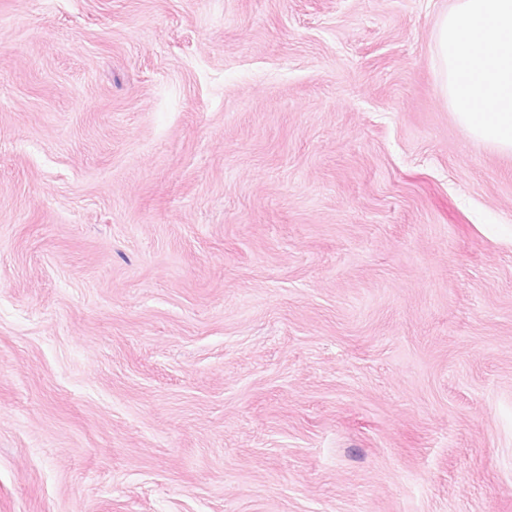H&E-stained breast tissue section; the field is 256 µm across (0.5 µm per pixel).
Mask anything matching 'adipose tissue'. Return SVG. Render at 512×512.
<instances>
[{"instance_id": "ef3b65f1", "label": "adipose tissue", "mask_w": 512, "mask_h": 512, "mask_svg": "<svg viewBox=\"0 0 512 512\" xmlns=\"http://www.w3.org/2000/svg\"><path fill=\"white\" fill-rule=\"evenodd\" d=\"M440 88L459 124L512 153V0H454L436 21Z\"/></svg>"}]
</instances>
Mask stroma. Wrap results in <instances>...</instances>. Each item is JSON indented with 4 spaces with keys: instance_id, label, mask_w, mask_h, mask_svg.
Returning <instances> with one entry per match:
<instances>
[{
    "instance_id": "1",
    "label": "stroma",
    "mask_w": 512,
    "mask_h": 512,
    "mask_svg": "<svg viewBox=\"0 0 512 512\" xmlns=\"http://www.w3.org/2000/svg\"><path fill=\"white\" fill-rule=\"evenodd\" d=\"M452 3L0 0V512H512Z\"/></svg>"
}]
</instances>
